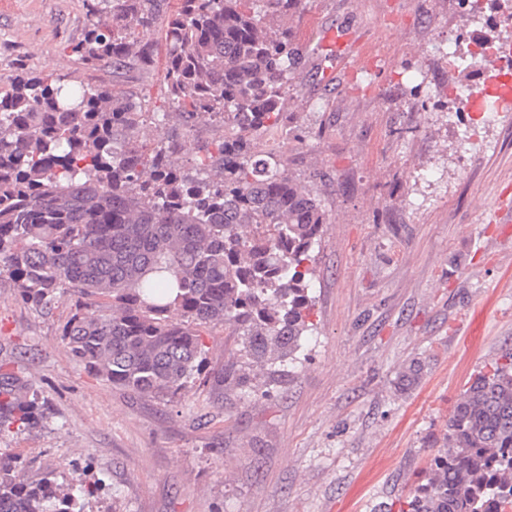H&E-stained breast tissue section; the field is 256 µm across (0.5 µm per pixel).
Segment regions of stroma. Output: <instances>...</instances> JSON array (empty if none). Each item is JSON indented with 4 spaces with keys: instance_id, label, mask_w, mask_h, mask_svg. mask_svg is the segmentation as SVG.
Instances as JSON below:
<instances>
[{
    "instance_id": "1",
    "label": "stroma",
    "mask_w": 512,
    "mask_h": 512,
    "mask_svg": "<svg viewBox=\"0 0 512 512\" xmlns=\"http://www.w3.org/2000/svg\"><path fill=\"white\" fill-rule=\"evenodd\" d=\"M510 7L303 0L288 21L305 60L288 88L290 132L258 144L283 153L328 214L311 341L292 364L219 385L216 372L247 359L237 337L207 327L203 373L175 397H143L69 353V299L33 310L2 276L0 370L29 381L46 418L0 439V454L30 479H104L84 512H387L423 483L469 378L512 347V206L500 204L512 198V112L463 143L444 91L468 74L442 58L452 33L505 37L493 17ZM86 24L83 0H0V86L69 74L165 111V44L150 70L87 72L67 51ZM340 37L346 54L327 62Z\"/></svg>"
}]
</instances>
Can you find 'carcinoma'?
Masks as SVG:
<instances>
[{
	"instance_id": "carcinoma-1",
	"label": "carcinoma",
	"mask_w": 512,
	"mask_h": 512,
	"mask_svg": "<svg viewBox=\"0 0 512 512\" xmlns=\"http://www.w3.org/2000/svg\"><path fill=\"white\" fill-rule=\"evenodd\" d=\"M69 45L83 69L149 65L167 46L171 111L146 112L105 85L21 72L0 92V275L40 311L62 298L61 340L96 376L173 397L207 360L200 329L241 336L253 363L295 359L306 333L321 201L256 136L284 126L302 52L300 0H84ZM221 123L224 140L190 138ZM201 162L187 168L188 152ZM43 418L28 381L0 374V438ZM430 477L399 512H512V348L469 380ZM99 478L25 480L0 457V512H83Z\"/></svg>"
}]
</instances>
